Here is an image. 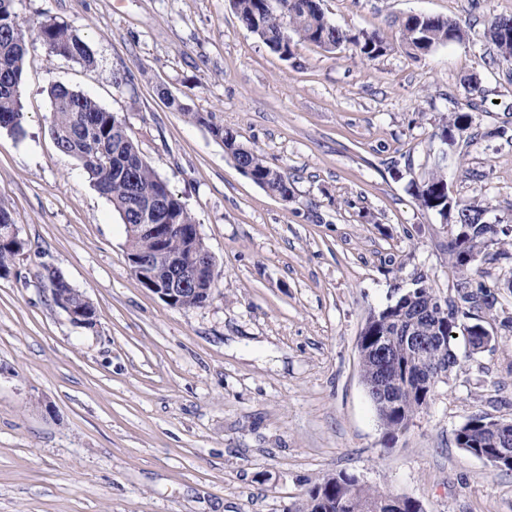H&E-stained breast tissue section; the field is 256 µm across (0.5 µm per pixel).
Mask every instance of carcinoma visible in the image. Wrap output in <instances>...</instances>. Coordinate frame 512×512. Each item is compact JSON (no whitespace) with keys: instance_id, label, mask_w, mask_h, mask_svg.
Returning <instances> with one entry per match:
<instances>
[{"instance_id":"cac0c4a2","label":"carcinoma","mask_w":512,"mask_h":512,"mask_svg":"<svg viewBox=\"0 0 512 512\" xmlns=\"http://www.w3.org/2000/svg\"><path fill=\"white\" fill-rule=\"evenodd\" d=\"M243 24L272 50L291 51L294 39L307 41L328 51L350 47L362 59H376L389 50V44L377 31L352 34L332 24L321 8L320 0H231ZM499 60L512 63V18L495 19L488 30ZM40 39L54 56L66 58L85 66L95 64L94 55L83 38L68 25L53 19L35 26L21 21L14 11V0H0V128L20 133L24 112L19 94L27 44L31 37ZM402 37L413 55L420 57L435 48L452 42H461L464 31L453 21L432 15H410L402 22ZM482 89L477 77L464 83L463 107L439 126L438 136L448 145L455 143L471 127L470 109L480 97ZM52 112L48 131L58 149L82 165L93 186L111 203L124 224H194L196 220L168 183L142 158L138 144L128 135L125 121L107 111L90 96L56 85L50 88ZM169 104L187 118L199 124H208L212 136L224 145L236 163L250 169V178L273 195L291 194V183L286 173L267 165L253 150L238 144L236 136L224 126L209 123L198 112H192L176 99ZM416 199L422 208L440 216L466 232L456 233L448 241V263L457 275L456 287L463 291L464 304L437 295L434 288L420 277L415 281L417 300L389 313L380 314L370 326L376 336L411 333L426 340V347L413 357L404 346L386 358V366L394 374H402L409 364L416 362L426 368L446 362L453 364L455 351L450 341L460 333L474 347L482 345L483 325L471 323L474 309L492 310L495 303L487 301V294L467 292L470 287L468 272L479 256L489 247L503 243L495 226L485 221V209L472 202L448 194L447 174L439 169L418 182L412 183ZM14 224L12 213L0 201V270L9 273L16 256L26 242L3 233ZM204 241L195 238H171L165 243L168 253L185 255ZM127 248L139 255L151 256L158 249L154 238L136 236L127 240ZM221 271L212 278L202 279L183 295L181 306L200 307L212 297L218 287ZM444 302L448 318L440 319L436 310L428 311V304ZM410 389L401 396V408L377 409L381 424L391 435L408 427V423L421 408V401L431 399L433 389L425 379L410 378ZM488 417L476 414L454 434L457 447L470 454L490 455L496 448L512 452V426L496 433L487 426ZM385 495L358 483L353 476L344 474L341 482L330 491L308 490L295 512H371L372 506Z\"/></svg>"}]
</instances>
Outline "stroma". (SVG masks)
I'll return each instance as SVG.
<instances>
[{
    "mask_svg": "<svg viewBox=\"0 0 512 512\" xmlns=\"http://www.w3.org/2000/svg\"><path fill=\"white\" fill-rule=\"evenodd\" d=\"M14 7L67 23L96 63L30 39L24 132L0 128V199L27 243L0 277V512H287L339 473L424 512H512V470L454 442L473 415L512 421V256L476 262L474 282L498 298L477 314L491 342L473 353L453 340L458 365L406 430L386 435L357 350L370 313L418 277L455 293L456 227L411 181L444 163L457 197L512 228V66L488 36L512 0H321L339 28L390 43L370 61L298 40L282 57L230 0ZM414 13L457 22L464 41L414 57L401 34ZM473 74L477 138L446 148L438 125ZM55 85L125 119L192 213L223 273L207 304L172 307L142 287L124 224L48 132ZM170 95L286 172L291 198L242 173ZM49 268L90 301L95 327L54 304Z\"/></svg>",
    "mask_w": 512,
    "mask_h": 512,
    "instance_id": "obj_1",
    "label": "stroma"
}]
</instances>
